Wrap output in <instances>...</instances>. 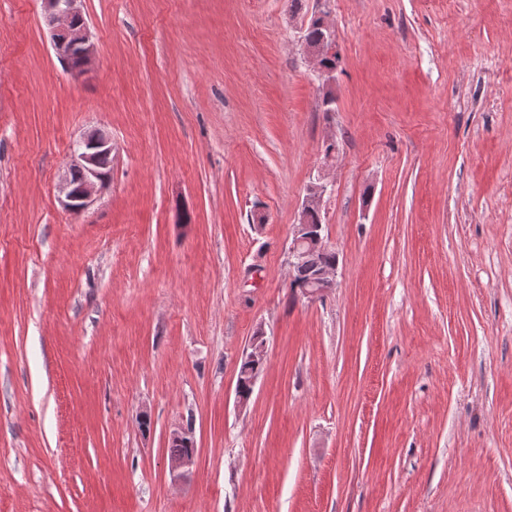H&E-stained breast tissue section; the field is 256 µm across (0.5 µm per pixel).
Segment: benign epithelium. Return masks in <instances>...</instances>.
<instances>
[{"instance_id": "obj_1", "label": "benign epithelium", "mask_w": 512, "mask_h": 512, "mask_svg": "<svg viewBox=\"0 0 512 512\" xmlns=\"http://www.w3.org/2000/svg\"><path fill=\"white\" fill-rule=\"evenodd\" d=\"M83 0H42L43 17L49 30L52 46L65 71L74 78L88 74L96 58V46L85 19ZM307 58L314 71L323 81V86L331 88L335 81L334 71L319 68L321 54L310 48L305 49ZM112 157V138L101 129L93 134L82 135L75 143L70 154L67 171L59 183V202L63 209L80 213L93 206L100 193L106 188L109 176L103 171V160ZM334 155H325L326 165L320 168L316 177L307 188L297 224L293 225L292 241L289 246V267L302 263L307 252L301 245L319 247L324 244L322 235L310 233L307 215L313 210L322 209L324 198L331 187L328 181L329 162ZM84 172L83 182L76 186L70 180V170ZM195 454L173 458L168 461L172 479L182 478L194 464Z\"/></svg>"}]
</instances>
